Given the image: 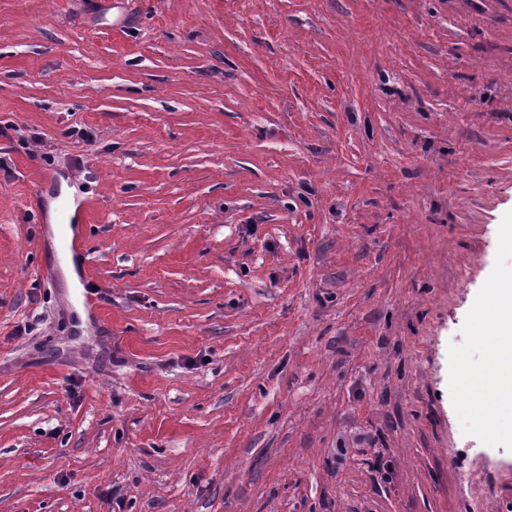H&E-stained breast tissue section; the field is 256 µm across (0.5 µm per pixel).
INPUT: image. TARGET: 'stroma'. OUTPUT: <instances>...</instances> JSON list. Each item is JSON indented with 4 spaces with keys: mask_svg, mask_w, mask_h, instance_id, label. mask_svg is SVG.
Masks as SVG:
<instances>
[{
    "mask_svg": "<svg viewBox=\"0 0 512 512\" xmlns=\"http://www.w3.org/2000/svg\"><path fill=\"white\" fill-rule=\"evenodd\" d=\"M0 159V512H512V0H0ZM499 282L508 288L497 291L490 308L500 325L490 341L493 389L482 401L481 414L492 438L512 440V270L502 271Z\"/></svg>",
    "mask_w": 512,
    "mask_h": 512,
    "instance_id": "35a3bbf8",
    "label": "stroma"
}]
</instances>
